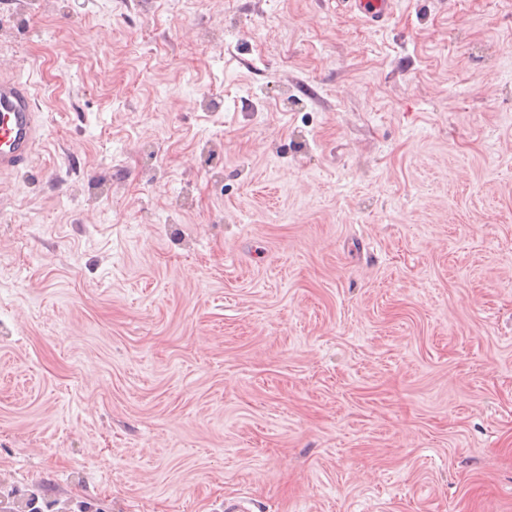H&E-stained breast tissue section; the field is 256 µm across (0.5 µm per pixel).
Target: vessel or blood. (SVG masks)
<instances>
[{"label": "vessel or blood", "instance_id": "b4317fda", "mask_svg": "<svg viewBox=\"0 0 512 512\" xmlns=\"http://www.w3.org/2000/svg\"><path fill=\"white\" fill-rule=\"evenodd\" d=\"M364 21L391 16L393 0H347ZM43 123L28 80L0 76V172L27 168L41 138Z\"/></svg>", "mask_w": 512, "mask_h": 512}]
</instances>
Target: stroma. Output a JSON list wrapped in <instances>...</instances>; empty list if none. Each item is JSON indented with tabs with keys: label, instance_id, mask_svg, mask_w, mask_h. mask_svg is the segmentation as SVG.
Instances as JSON below:
<instances>
[{
	"label": "stroma",
	"instance_id": "obj_1",
	"mask_svg": "<svg viewBox=\"0 0 512 512\" xmlns=\"http://www.w3.org/2000/svg\"><path fill=\"white\" fill-rule=\"evenodd\" d=\"M0 479L100 512H512V0H0ZM394 0H347L360 18L370 24L382 23L391 16ZM42 128L28 80L0 74V172L27 168Z\"/></svg>",
	"mask_w": 512,
	"mask_h": 512
}]
</instances>
